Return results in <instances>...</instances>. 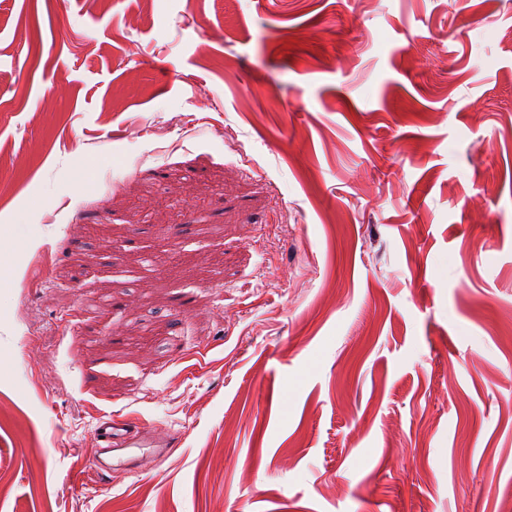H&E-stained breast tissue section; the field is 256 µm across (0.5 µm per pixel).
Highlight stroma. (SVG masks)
Segmentation results:
<instances>
[{
	"instance_id": "obj_1",
	"label": "stroma",
	"mask_w": 512,
	"mask_h": 512,
	"mask_svg": "<svg viewBox=\"0 0 512 512\" xmlns=\"http://www.w3.org/2000/svg\"><path fill=\"white\" fill-rule=\"evenodd\" d=\"M141 7L0 0V512L512 501V0ZM151 426L143 420L132 419L120 414L109 415L107 419H100L96 429L95 435L97 441L100 443L99 448H96V465L101 470H111L112 472V446L118 444L127 448H142L146 445L148 447L156 448L154 456H163L164 448L159 441L149 440L148 429ZM103 455H108L110 461H107Z\"/></svg>"
}]
</instances>
